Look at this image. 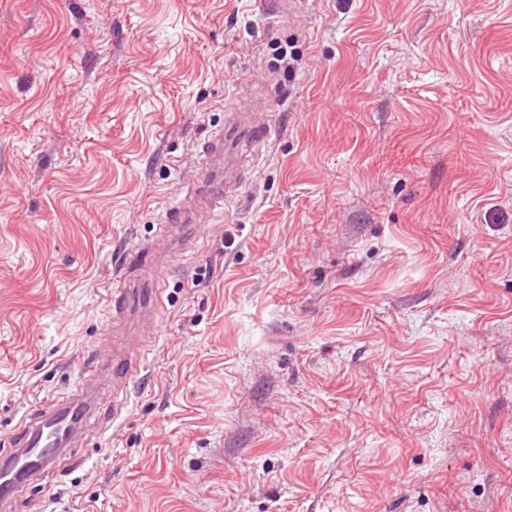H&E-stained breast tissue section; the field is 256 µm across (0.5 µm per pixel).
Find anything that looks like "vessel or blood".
<instances>
[{
    "instance_id": "b4317fda",
    "label": "vessel or blood",
    "mask_w": 512,
    "mask_h": 512,
    "mask_svg": "<svg viewBox=\"0 0 512 512\" xmlns=\"http://www.w3.org/2000/svg\"><path fill=\"white\" fill-rule=\"evenodd\" d=\"M224 155L223 134L210 135L202 146L204 181L184 190L174 207L168 225L176 231L169 243L183 247L191 241L199 213L212 211L224 194V177L218 168ZM132 272H123L113 282V316L140 312L153 316V296L159 284L160 267L155 252L135 253ZM94 387L83 388L64 404L37 409L20 423L13 448L0 455V512H8L17 494L39 481L42 475L80 437L83 424L95 404Z\"/></svg>"
}]
</instances>
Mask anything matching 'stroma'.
I'll return each instance as SVG.
<instances>
[{
    "mask_svg": "<svg viewBox=\"0 0 512 512\" xmlns=\"http://www.w3.org/2000/svg\"><path fill=\"white\" fill-rule=\"evenodd\" d=\"M99 348L120 414L14 512H512V0H0V451ZM224 155V131L210 135L202 146L201 156L204 181H193L184 189V197L174 207L168 224L163 227L174 228L175 236L169 235V243L174 247H184L191 241L194 224L198 214L211 212L224 194V169L220 167ZM221 173H217V169ZM134 266L128 267L113 281L111 310L112 319L121 316L126 311L154 317L153 296L154 288H158L160 276V262L152 250H139L133 256ZM133 269V275L129 273Z\"/></svg>",
    "mask_w": 512,
    "mask_h": 512,
    "instance_id": "1",
    "label": "stroma"
}]
</instances>
